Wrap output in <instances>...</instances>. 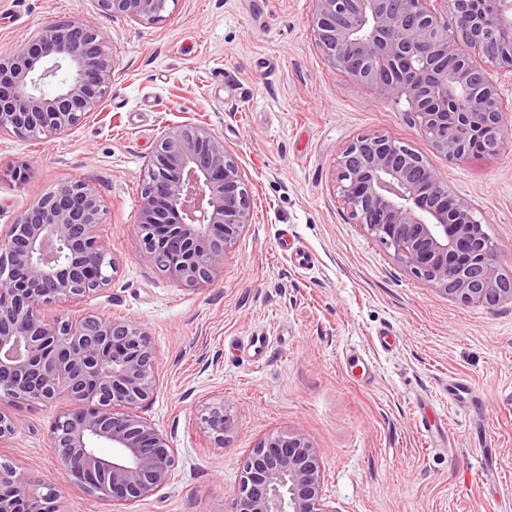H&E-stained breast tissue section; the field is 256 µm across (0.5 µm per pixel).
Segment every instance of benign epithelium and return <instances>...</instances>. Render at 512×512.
I'll return each mask as SVG.
<instances>
[{
	"instance_id": "7a95c632",
	"label": "benign epithelium",
	"mask_w": 512,
	"mask_h": 512,
	"mask_svg": "<svg viewBox=\"0 0 512 512\" xmlns=\"http://www.w3.org/2000/svg\"><path fill=\"white\" fill-rule=\"evenodd\" d=\"M166 2L96 0L102 16L144 24L162 20ZM309 31L330 67L386 101L406 102L438 154L500 152L507 136L495 74L512 71V0H314ZM112 69L95 22L46 23L0 54V133L49 137L81 124L100 107ZM335 172L354 223L416 278L466 303L512 299L499 245L432 160L368 133L338 153ZM103 215L95 186L75 180L39 194L0 234V402H70L49 434L65 484L40 494L30 476L0 462V512H60L71 483L129 512L170 482L176 449L141 415L157 389L148 334L132 320L43 314L110 285L116 260L99 240ZM253 217L240 165L209 125L162 132L141 189L138 253L177 281L203 286ZM201 423L220 442L237 426L222 401ZM232 512H336L317 450L300 434L260 440Z\"/></svg>"
}]
</instances>
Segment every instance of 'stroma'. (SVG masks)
<instances>
[{
  "instance_id": "obj_1",
  "label": "stroma",
  "mask_w": 512,
  "mask_h": 512,
  "mask_svg": "<svg viewBox=\"0 0 512 512\" xmlns=\"http://www.w3.org/2000/svg\"><path fill=\"white\" fill-rule=\"evenodd\" d=\"M312 0H168L141 24L98 15L94 0H0V52L52 20L84 18L114 60L98 112L52 138L0 133V231L34 196L74 178L97 187L102 239L118 263L111 284L71 303L72 316L137 322L156 352L157 392L142 410L177 450L170 483L134 512H231L243 464L269 434H300L317 448L324 493L337 512H503L512 507V300L463 303L429 288L353 224L335 190L339 151L363 133L388 135L432 159L452 195L469 204L512 277V138L491 157L436 153L406 113L328 67L308 21ZM206 123L238 160L254 218L213 281L176 282L134 248L141 185L162 131ZM28 163L19 185L10 169ZM289 232L313 256L301 269L277 238ZM393 333L382 349L377 338ZM269 337L262 362L240 345ZM368 379L350 377V352ZM471 381L480 421L443 393ZM224 402L236 428L216 441L200 417ZM66 400L2 404L17 433L0 461L34 476L39 492L63 474L49 429ZM446 418L448 450L420 418ZM485 438L501 484L480 481Z\"/></svg>"
}]
</instances>
